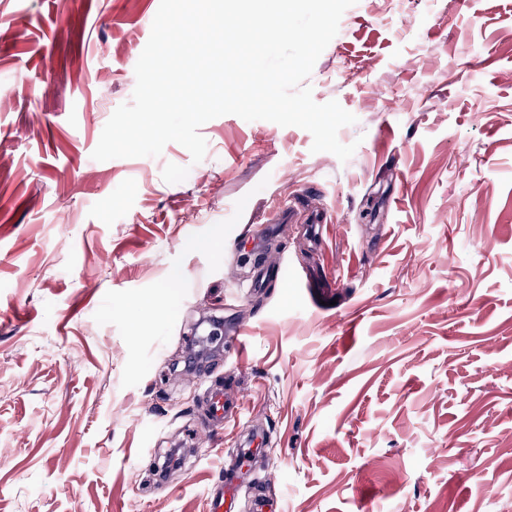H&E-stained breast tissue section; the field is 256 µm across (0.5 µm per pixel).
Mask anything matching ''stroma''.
<instances>
[{"instance_id": "stroma-1", "label": "stroma", "mask_w": 512, "mask_h": 512, "mask_svg": "<svg viewBox=\"0 0 512 512\" xmlns=\"http://www.w3.org/2000/svg\"><path fill=\"white\" fill-rule=\"evenodd\" d=\"M159 2L0 0V512H209L247 451L230 512H512V0L349 7L348 161L233 114L93 160ZM209 405V415L205 431L220 430L224 425L226 414L232 415L235 413L240 417L243 410V400L240 399L235 406L226 405L223 393L214 390L211 387L206 389ZM236 409V410H235Z\"/></svg>"}]
</instances>
